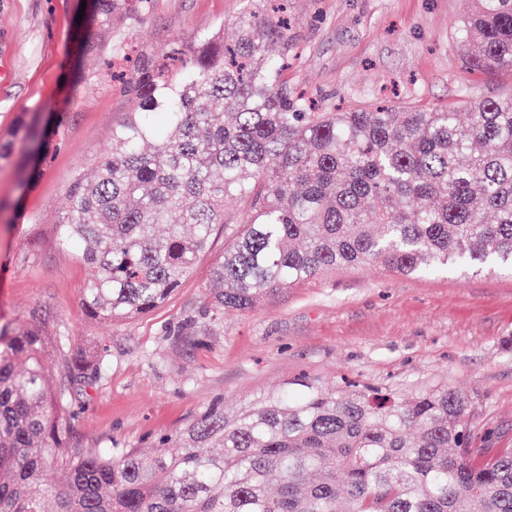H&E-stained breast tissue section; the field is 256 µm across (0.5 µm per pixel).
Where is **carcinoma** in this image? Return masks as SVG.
<instances>
[{
	"label": "carcinoma",
	"instance_id": "obj_1",
	"mask_svg": "<svg viewBox=\"0 0 512 512\" xmlns=\"http://www.w3.org/2000/svg\"><path fill=\"white\" fill-rule=\"evenodd\" d=\"M183 50L124 56L133 102L94 174L68 186L58 243L82 304L112 323L163 305L224 225L205 316L247 311L322 272L512 271V95L320 112L288 82L285 10L241 0ZM150 0H93L90 26L139 23ZM467 66L512 73V0H467ZM47 156L55 134L17 123ZM238 211L233 215L227 210ZM65 331L0 327V512H512V448H467L471 401L302 375L233 413L218 398L153 448L78 447L69 386L108 368ZM57 354V385L45 359Z\"/></svg>",
	"mask_w": 512,
	"mask_h": 512
}]
</instances>
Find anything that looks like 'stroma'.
Wrapping results in <instances>:
<instances>
[{
	"mask_svg": "<svg viewBox=\"0 0 512 512\" xmlns=\"http://www.w3.org/2000/svg\"><path fill=\"white\" fill-rule=\"evenodd\" d=\"M82 0H0V142L16 154L19 118L61 125L64 134L39 176L21 186L13 159H0V325L67 331L71 353L92 347L109 363L75 382L78 445L150 448L212 400L232 412L305 374L331 386L356 382L409 393L439 385L472 401L477 448H512V273L406 276L380 264L339 267L225 313L194 330L224 254V227L168 301L120 323L89 318L85 270L59 246L53 226L67 213L69 182L94 171L112 127L132 108L104 62L129 45L164 50L230 17L238 0H153L137 25L115 20L94 36L77 15ZM464 0H288L291 85L323 103L358 107L398 91L399 102L445 107L512 94V74L467 71L457 29Z\"/></svg>",
	"mask_w": 512,
	"mask_h": 512,
	"instance_id": "1",
	"label": "stroma"
}]
</instances>
